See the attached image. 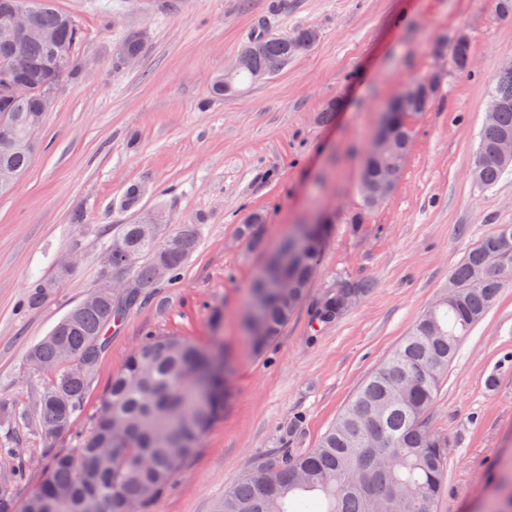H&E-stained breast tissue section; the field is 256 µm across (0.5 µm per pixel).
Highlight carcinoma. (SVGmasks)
I'll return each instance as SVG.
<instances>
[{
	"label": "carcinoma",
	"instance_id": "1",
	"mask_svg": "<svg viewBox=\"0 0 512 512\" xmlns=\"http://www.w3.org/2000/svg\"><path fill=\"white\" fill-rule=\"evenodd\" d=\"M21 4L36 10V24L54 37H35L18 44L0 37V78L16 65L18 77L40 88L81 73L77 48L83 32L77 21L60 10L56 0H0V8ZM265 55L244 61L232 74L230 90L255 79L266 60L288 63L311 47L306 27L291 37L263 34ZM491 95L502 103L483 122L476 153L487 160L471 179L495 187L511 172L491 158L500 140L512 136V71L497 72ZM15 126L14 141H0V176L21 174L33 154L26 147L37 113V96L8 104ZM422 109L401 107L393 128L394 151L365 162L360 181L369 203L375 170L408 150L412 130L407 118ZM512 235V224H500L485 234L452 270L443 293L413 324L399 346L368 376L353 398L321 437L317 447H290L298 423L288 428L283 447L259 459L235 485L224 492L217 512H434L443 493L448 440L432 432L425 417L439 382L471 328L483 320L504 285L480 278V267L512 261V246L503 248L499 233ZM328 225L314 224L306 244L296 249L291 233L281 248L292 252L285 265L272 268L267 285L255 283L250 302L259 309L260 325L249 338L262 353L281 335L307 294L312 266L317 264ZM197 243V225L125 224L108 252L120 246L131 255L134 288L124 296L80 303L69 311L27 354L31 367H54L58 373L39 394L36 411L41 432L51 438L75 426L99 355L103 336L130 308L150 298L161 264L168 278L182 270ZM59 285L43 278L29 285L28 304L37 305ZM372 284L341 278L336 290L320 301L313 320L320 325L339 319L336 295L351 293L359 300ZM231 371L216 370L211 353L178 336L149 330L112 376L99 410L87 431L75 434L73 448L52 454L36 495L53 502L55 512H144L172 482L176 472L198 447L201 437L219 418Z\"/></svg>",
	"mask_w": 512,
	"mask_h": 512
}]
</instances>
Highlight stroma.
<instances>
[{"mask_svg":"<svg viewBox=\"0 0 512 512\" xmlns=\"http://www.w3.org/2000/svg\"><path fill=\"white\" fill-rule=\"evenodd\" d=\"M58 0L80 25L85 70L62 83L30 167L0 194V475L23 503L42 483L48 451L70 436L42 434L35 402L55 373L29 347L94 287L114 277L103 256L122 225L162 212L194 224L198 244L179 279L107 332L76 427L88 429L113 373L147 330L174 334L230 360L222 416L149 512H215L224 492L281 446L299 420L298 448H315L359 386L448 286L464 253L512 224V174L491 189L470 177L490 85L512 58V20L495 0ZM313 25L320 39L279 73L213 94L251 37ZM147 28L141 56L112 68V47ZM468 72L444 58L459 31ZM439 87L411 118L412 141L392 195L365 209L359 175L383 106L418 78ZM329 121H322L325 110ZM137 207H123L131 185ZM362 214L352 232L350 219ZM262 248L241 228L251 215ZM327 221L307 296L279 338L255 354L242 317L249 288L293 225ZM73 267L41 304L27 285ZM371 294L337 321L311 310L338 279ZM512 286L462 341L428 427L448 440L445 492L435 512H512Z\"/></svg>","mask_w":512,"mask_h":512,"instance_id":"35a3bbf8","label":"stroma"}]
</instances>
